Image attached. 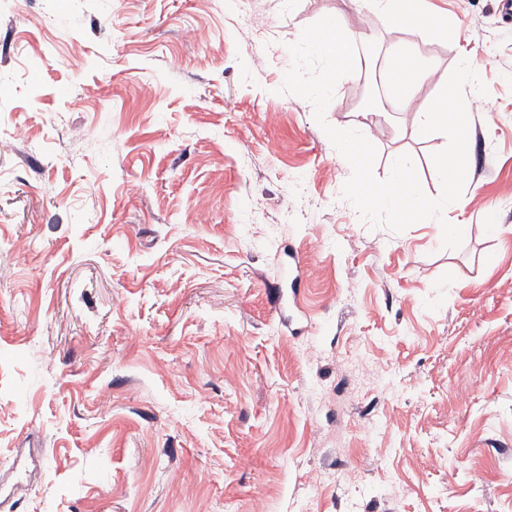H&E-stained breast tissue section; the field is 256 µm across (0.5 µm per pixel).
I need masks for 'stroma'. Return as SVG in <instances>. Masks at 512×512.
Returning <instances> with one entry per match:
<instances>
[{
	"mask_svg": "<svg viewBox=\"0 0 512 512\" xmlns=\"http://www.w3.org/2000/svg\"><path fill=\"white\" fill-rule=\"evenodd\" d=\"M420 6L447 33L368 0H0V124L29 133L0 140V512H512V17ZM325 16L359 39L339 129L394 39L443 77L484 60L444 213L461 247L343 197L349 163L281 91ZM408 94L363 134L377 178L408 154L435 198L447 138L416 118L435 87ZM355 341L385 372L363 396ZM314 467L337 476L317 495Z\"/></svg>",
	"mask_w": 512,
	"mask_h": 512,
	"instance_id": "35a3bbf8",
	"label": "stroma"
}]
</instances>
